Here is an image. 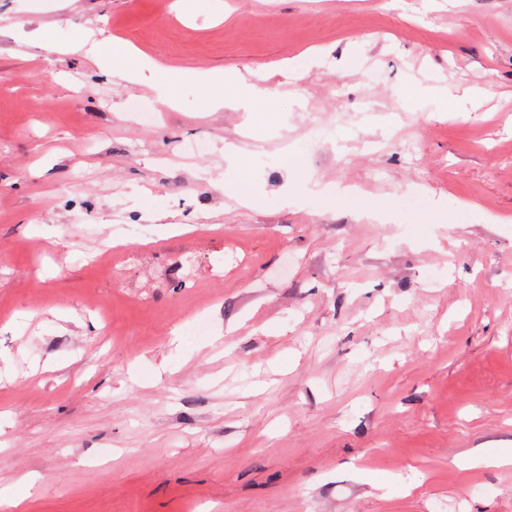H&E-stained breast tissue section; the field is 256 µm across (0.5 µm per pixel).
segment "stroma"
Returning a JSON list of instances; mask_svg holds the SVG:
<instances>
[{
  "label": "stroma",
  "instance_id": "1",
  "mask_svg": "<svg viewBox=\"0 0 512 512\" xmlns=\"http://www.w3.org/2000/svg\"><path fill=\"white\" fill-rule=\"evenodd\" d=\"M87 28L222 80L169 105ZM254 72L273 121L206 110ZM474 448L512 452V0H0V512H512ZM74 50L100 60L110 73L128 81H137L143 69L152 65L149 60H137L133 65H128L129 52L124 44L114 43L110 49L91 29H86L83 32L75 44Z\"/></svg>",
  "mask_w": 512,
  "mask_h": 512
}]
</instances>
